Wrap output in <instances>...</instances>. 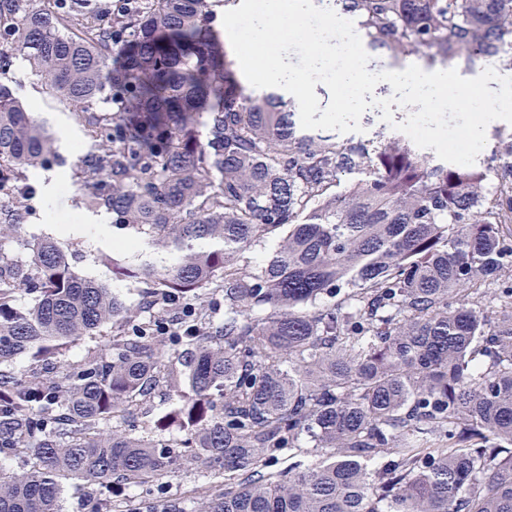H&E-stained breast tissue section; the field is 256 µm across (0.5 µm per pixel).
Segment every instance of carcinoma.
Returning a JSON list of instances; mask_svg holds the SVG:
<instances>
[{
  "label": "carcinoma",
  "mask_w": 512,
  "mask_h": 512,
  "mask_svg": "<svg viewBox=\"0 0 512 512\" xmlns=\"http://www.w3.org/2000/svg\"><path fill=\"white\" fill-rule=\"evenodd\" d=\"M88 2L0 0V75L20 59L73 105L95 142L76 162L83 204L175 258L112 260L140 285L131 306L51 239L26 265L0 253V364L114 328L105 355L0 374V456L31 459L0 472V512H60L74 479L102 512L113 487L177 469L227 487L153 512H512V134L500 164L452 166L404 136L300 133L288 102L242 85L210 0L107 19ZM335 2L397 62L512 70V0ZM54 159L0 81L1 238ZM162 382L177 399L153 420Z\"/></svg>",
  "instance_id": "carcinoma-1"
}]
</instances>
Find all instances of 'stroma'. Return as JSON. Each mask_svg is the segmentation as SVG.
<instances>
[{"mask_svg":"<svg viewBox=\"0 0 512 512\" xmlns=\"http://www.w3.org/2000/svg\"><path fill=\"white\" fill-rule=\"evenodd\" d=\"M11 77L22 102L31 109L35 118L48 133H55L58 116L62 115L68 120H75L74 107L51 95L40 79L29 74L23 67L14 68ZM77 151L62 152L60 162L52 166L53 171L62 173L64 176L56 203L45 204L41 195H34L26 208L21 237L0 238V251L15 259L26 261L30 258L29 243L45 237L54 238L67 251L73 267L81 275L102 283L127 303H138L140 296L137 283L115 280L112 276L111 258L116 255L130 264H137L144 260L152 261L158 256L154 248L147 246L145 241L141 240L129 249L116 250L117 241L127 238L128 233L114 227L110 228L108 234L104 236L92 233L71 236L65 231V216L73 213L80 215L85 211L80 193L70 179L77 160ZM111 341L112 328L106 325L73 342L64 354L46 356L25 354L11 365L10 371L19 374L77 361L91 353L103 352Z\"/></svg>","mask_w":512,"mask_h":512,"instance_id":"stroma-1","label":"stroma"}]
</instances>
